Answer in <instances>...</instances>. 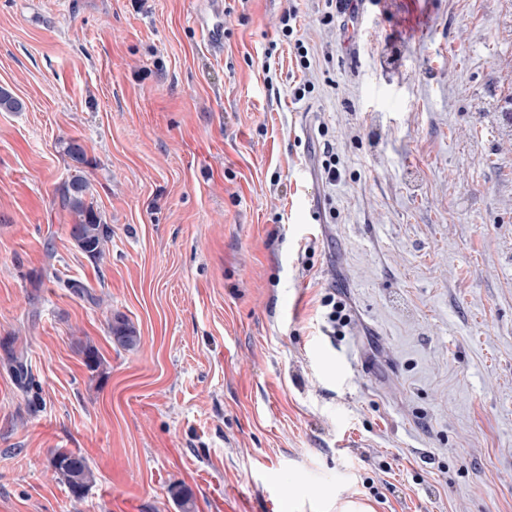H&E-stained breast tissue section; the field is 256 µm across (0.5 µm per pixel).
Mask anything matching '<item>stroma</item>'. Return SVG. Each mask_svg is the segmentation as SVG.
I'll return each mask as SVG.
<instances>
[{
    "label": "stroma",
    "instance_id": "obj_1",
    "mask_svg": "<svg viewBox=\"0 0 512 512\" xmlns=\"http://www.w3.org/2000/svg\"><path fill=\"white\" fill-rule=\"evenodd\" d=\"M0 87V512H512V0H0ZM63 151L70 159L73 158L74 153H78L81 167H73L75 174H72L62 187L61 206L73 216L71 225H80L83 229L85 242L90 246V254L88 255L83 249L80 250L93 260L100 259L109 238V230L107 224L102 222L101 217L85 201L89 189L88 180L82 169L88 163L86 152L77 140L63 142ZM111 318L108 322V330L114 342L123 348H135L140 340L135 327L124 316H115L113 320ZM53 466L71 495L81 498L93 480L85 458L74 452L59 451L53 458Z\"/></svg>",
    "mask_w": 512,
    "mask_h": 512
}]
</instances>
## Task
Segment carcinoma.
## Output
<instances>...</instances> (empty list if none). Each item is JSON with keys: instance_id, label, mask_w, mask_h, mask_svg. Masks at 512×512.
<instances>
[{"instance_id": "obj_1", "label": "carcinoma", "mask_w": 512, "mask_h": 512, "mask_svg": "<svg viewBox=\"0 0 512 512\" xmlns=\"http://www.w3.org/2000/svg\"><path fill=\"white\" fill-rule=\"evenodd\" d=\"M63 151L70 159L73 158V154H79L81 166L74 168V174L62 187L61 206L73 216V224L82 227L85 242L90 246L89 258L96 260L104 254L109 230L101 217L85 201L89 189L88 180L82 169V166L88 164L86 152L75 140L64 142ZM108 330L114 342L123 348L132 349L139 344L135 327L123 316H116L109 321ZM53 466L73 497L80 498L85 494L93 480V474L82 455L59 451L53 458Z\"/></svg>"}]
</instances>
